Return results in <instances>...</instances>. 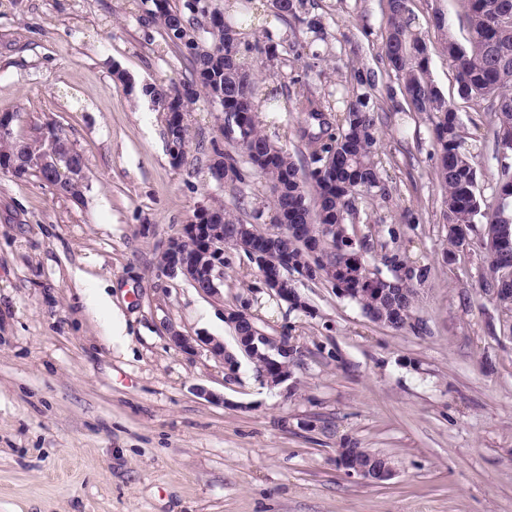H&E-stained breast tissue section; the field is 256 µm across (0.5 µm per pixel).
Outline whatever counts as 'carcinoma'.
Returning <instances> with one entry per match:
<instances>
[{
  "instance_id": "cac0c4a2",
  "label": "carcinoma",
  "mask_w": 512,
  "mask_h": 512,
  "mask_svg": "<svg viewBox=\"0 0 512 512\" xmlns=\"http://www.w3.org/2000/svg\"><path fill=\"white\" fill-rule=\"evenodd\" d=\"M467 43H459L448 28L445 15L432 14L433 28L444 36L458 95L477 111L492 112L495 153L512 137V0H464ZM149 11L153 23L163 29L167 43L192 67L193 79L172 78L143 88L155 111L181 118L190 115L200 98L235 114L234 136L224 135L228 148L212 144L209 167H224V183H243L250 174L265 179L272 197L273 224L286 229L298 225L300 236L281 242L269 255L268 265L254 262L260 276L278 273L290 288L291 275L326 282L338 295L355 302L374 323L390 324L414 334L416 285L428 277V267L413 261L396 246L385 251L376 265L364 256L366 237L354 227L357 204L374 190L383 189L384 176L375 159L377 144L376 109L371 96L348 91L341 112L326 116L331 106L309 94V83L300 85L293 111L302 115L299 130L308 152L311 169L302 171L293 157L269 135L260 117L264 96L261 82L251 63L241 56L245 32L242 22L233 20L213 0H153ZM278 15L318 34L321 18L312 13L311 0H276ZM388 33L385 57L398 85L415 112L429 117L433 132L435 174L443 190V217L448 224L452 256L470 248L487 253L488 266L481 276V288L493 293L512 289V256L500 251L498 236L503 224L512 225V161L498 162L496 187L491 196L478 191L480 173L474 146L461 135V117L456 106L431 79L426 35L413 27L408 0H387ZM283 42L270 31L255 40L251 50L266 60L279 57ZM36 141H22L12 135L0 136V173L16 179L34 175L51 181L45 171L19 166ZM212 211L224 224V234L233 232L242 220L221 206ZM399 266L406 270L396 278L381 268ZM302 353L289 348L278 355V366L254 361L258 374L267 378L278 370L290 371Z\"/></svg>"
}]
</instances>
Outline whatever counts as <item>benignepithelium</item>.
<instances>
[{"instance_id":"7a95c632","label":"benign epithelium","mask_w":512,"mask_h":512,"mask_svg":"<svg viewBox=\"0 0 512 512\" xmlns=\"http://www.w3.org/2000/svg\"><path fill=\"white\" fill-rule=\"evenodd\" d=\"M35 140L41 147L39 153L25 158L24 165L62 177L64 181L73 180L79 184L87 182L82 164L77 162L78 156L74 148L66 142L62 135L51 124L39 129ZM273 231V225L262 227L260 224H242L238 227L235 238L237 243L249 242L248 249L256 262L268 261L267 254L253 249V243L259 238L268 237ZM201 239L204 242L202 250L189 254L183 249V243L192 239ZM228 242L224 240V225L214 224H183L178 233L166 240L160 248L158 256V274L169 278L181 277L190 284L201 289L208 297L220 294V287L224 284V251ZM267 292L285 299L297 296V289L285 285L284 279L270 277L266 279ZM225 322L233 329L235 339L240 350L250 356L257 342L269 340L272 346L280 353L288 351V343L283 337H274L261 329L250 328L246 333L239 331L240 324L244 322L242 315H224ZM169 340L174 346L185 353L196 351V343L204 344L211 355L224 361V368L235 372L238 367L236 356L224 345V341L208 337L195 339L183 334L172 325H167ZM337 466L351 477H356L366 483L380 485L391 480L396 473L393 466L387 464H367L347 448H342L336 456Z\"/></svg>"}]
</instances>
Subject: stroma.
I'll return each mask as SVG.
<instances>
[{"label":"stroma","instance_id":"obj_1","mask_svg":"<svg viewBox=\"0 0 512 512\" xmlns=\"http://www.w3.org/2000/svg\"><path fill=\"white\" fill-rule=\"evenodd\" d=\"M314 2L322 38L303 60L257 64L258 76L293 95L311 62L322 76L310 89L324 97L362 70L386 179L357 224L370 255L381 256L393 227L430 272L417 288V335L305 280L310 312L259 313L267 334H290L303 350L290 388L264 384L246 356L231 373L206 348L187 354L168 339L172 325L236 349L224 312L257 272L226 249L223 289L210 298L158 275L157 255L199 206L247 220L269 191L258 177L233 189L210 180L220 106L195 105L177 168L149 98L113 77L117 67L139 85L191 77L146 22L150 0H0V113L15 114L23 138L61 126L89 180L77 203L39 177L0 174V512H512V338L480 286L485 254L446 256L432 126L409 111L382 54L387 0ZM409 7L491 193L492 116L459 99L430 24L441 10L466 40L463 2ZM356 447L389 456L395 476L347 477L336 451Z\"/></svg>","mask_w":512,"mask_h":512}]
</instances>
